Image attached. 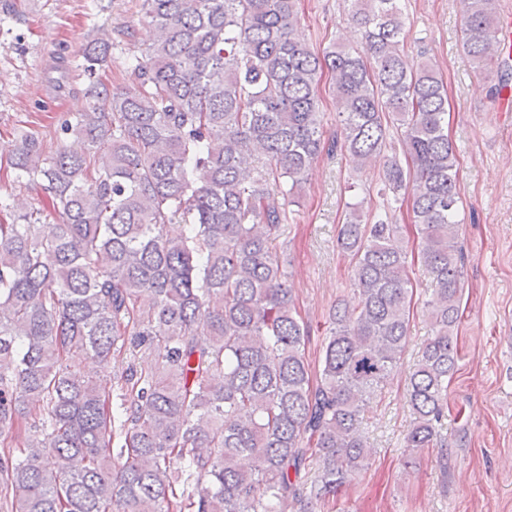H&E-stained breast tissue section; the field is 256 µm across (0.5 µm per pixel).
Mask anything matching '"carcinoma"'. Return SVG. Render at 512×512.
<instances>
[{"label":"carcinoma","mask_w":512,"mask_h":512,"mask_svg":"<svg viewBox=\"0 0 512 512\" xmlns=\"http://www.w3.org/2000/svg\"><path fill=\"white\" fill-rule=\"evenodd\" d=\"M353 3L360 51L296 40L298 0H141L133 87L95 80L113 44L82 49L89 102L60 130L85 152L21 135L7 166L61 222L45 233L40 210L0 202V512H318L366 466L363 410L405 350L415 261L434 288L407 458L438 445L464 261L448 93L432 60L408 66L400 0ZM459 3L463 50L496 72L500 101L512 44L498 0ZM338 149L356 171L391 154L382 208L349 203L339 225L357 301L330 314L314 379L272 242ZM405 201L412 249L395 219ZM82 354L114 362L110 385L69 363Z\"/></svg>","instance_id":"carcinoma-1"}]
</instances>
